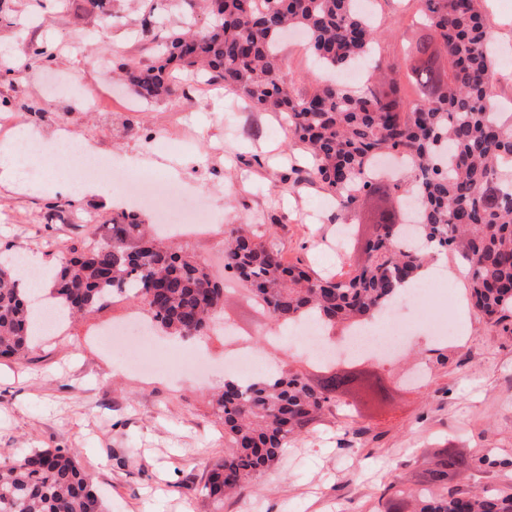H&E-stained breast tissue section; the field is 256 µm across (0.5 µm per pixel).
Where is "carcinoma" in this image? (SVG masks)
Segmentation results:
<instances>
[{
    "label": "carcinoma",
    "instance_id": "1",
    "mask_svg": "<svg viewBox=\"0 0 512 512\" xmlns=\"http://www.w3.org/2000/svg\"><path fill=\"white\" fill-rule=\"evenodd\" d=\"M356 2L199 0L207 27L187 22L160 36L145 18L138 35L152 59L124 58L116 67L147 103L170 97L180 70L202 73L255 108L283 114L293 140L312 157L309 167L293 170V182L320 185L341 216L375 192L396 202L388 212L402 218L375 224L365 262L336 277L284 262L270 227L225 225L224 271L275 323L313 317L332 329L377 316L398 285L418 277L427 247L459 251L471 306L496 324L512 322V123L494 111L486 85L498 55L484 0H420L411 25L432 35L376 65L374 86L356 90L322 79L307 93L295 90L282 76V33L299 30L326 71L343 70L370 56L381 38ZM402 71L416 89L413 99L399 82ZM386 156L413 158L410 175L374 179L369 162ZM115 294L184 338L211 329L224 289L202 263L145 233L137 214L122 211L112 216L108 237L71 249L50 299L74 315ZM37 297L35 289L20 287L13 269L0 267V356L27 357ZM357 380L335 372L312 385L302 373L283 370L264 381L225 382L215 398L224 457L209 467L199 493L220 504L226 492L245 490L324 411L340 406L336 394ZM487 460L441 454L427 479L409 490L416 512H512V493L448 489V470H477ZM0 512H105V504L73 452L34 448L0 460Z\"/></svg>",
    "mask_w": 512,
    "mask_h": 512
}]
</instances>
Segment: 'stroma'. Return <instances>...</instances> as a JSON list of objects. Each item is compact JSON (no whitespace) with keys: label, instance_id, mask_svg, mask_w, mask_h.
I'll use <instances>...</instances> for the list:
<instances>
[{"label":"stroma","instance_id":"35a3bbf8","mask_svg":"<svg viewBox=\"0 0 512 512\" xmlns=\"http://www.w3.org/2000/svg\"><path fill=\"white\" fill-rule=\"evenodd\" d=\"M377 23L385 36L381 60L401 55L412 31L399 21L414 13L416 0H376ZM0 21V45L14 56L50 47L24 79L0 69V144L14 126L26 123L52 138L66 128L113 163L168 169L191 191L185 208L206 197L218 219L211 233L247 219L273 225L288 262L318 274L341 273L363 263L361 242L387 203L381 195L361 199L347 217L351 239L336 256L338 222L332 197L316 187L294 186L287 174L308 163L281 116L252 108L238 95L178 75L180 95L129 110L134 96L112 81L100 60L142 57L137 31L145 13L158 29L180 25L188 0H113L109 20L90 13L85 0H11ZM487 22L499 47L494 102L512 113V0H487ZM283 75L309 91L321 73L304 43L282 46ZM107 96L105 107L88 110L85 98ZM38 174L37 192L0 185V253L67 257L71 248L107 234L113 209L109 190L76 200L49 191ZM93 213V224L78 216ZM116 297L95 312L63 322L43 336L25 360L0 357V459L32 448H69L95 478L108 512H211L199 495L210 463L224 454V427L211 405L224 386V358L247 341L271 355V371H301L318 382L326 371L355 372L362 383L382 381L388 399L360 402L357 411L325 412L314 428L294 439L279 460L242 494L225 499L223 512H384L387 501L406 503L417 474L440 448L469 458L493 453L496 466L457 477L454 488L512 492V333L470 313L465 331L447 339L432 336L411 308L417 324L403 355L394 361L340 358L324 366L288 343L263 345L274 323L243 287L226 294L217 311L220 326L182 340L155 331L156 348L189 351L207 361L206 377L167 373L144 375L103 353L93 336L136 313Z\"/></svg>","mask_w":512,"mask_h":512}]
</instances>
